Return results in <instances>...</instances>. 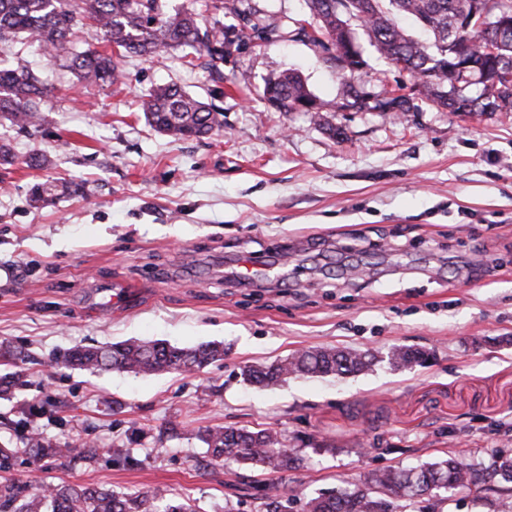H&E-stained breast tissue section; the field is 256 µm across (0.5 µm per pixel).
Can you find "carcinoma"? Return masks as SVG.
I'll use <instances>...</instances> for the list:
<instances>
[{
	"label": "carcinoma",
	"mask_w": 512,
	"mask_h": 512,
	"mask_svg": "<svg viewBox=\"0 0 512 512\" xmlns=\"http://www.w3.org/2000/svg\"><path fill=\"white\" fill-rule=\"evenodd\" d=\"M360 28L376 50L392 63L408 71L420 94L429 102L460 115L488 110L512 112V86L496 82L502 73L512 71V25L500 27L480 21L483 13L512 15V0H368ZM309 26L297 28L300 40L329 52L346 48L355 40L353 31L343 30L336 11L356 13L360 0H304ZM235 15L241 30L224 29L218 15ZM398 13L412 16L431 34V41L413 38L395 22ZM90 25L101 36L105 48L77 46L78 25ZM256 36L265 41L286 38L288 32L265 25L260 10L251 0H206V12L169 9L165 0H0V43L37 45L50 60L60 62L75 83L81 86L124 85L125 58L130 54L153 56L170 49L189 48L206 54L208 66L217 68L236 41ZM328 60L342 73L366 65L353 60L348 52ZM480 86V94L471 88ZM54 86L18 57L12 63L0 60V118L18 131L34 136L40 133L45 98ZM341 108L362 110L368 104L352 85L343 83ZM263 96L278 112H294L303 101L315 104L319 120L323 106L308 89L302 77L286 70L268 80ZM385 112L400 117L414 109L405 96L380 101ZM142 109L147 122L158 132L175 140L202 138L223 126L221 112L173 84L153 87L145 94ZM67 181L47 180L34 186L35 205L69 190ZM396 369L422 366L429 358L424 350L395 346L388 353ZM25 352L9 343L0 344V367L9 369L0 376V394L22 383ZM224 359V345L216 342L180 347L166 340L126 339L99 347L76 346L56 354L54 367L79 370H118L134 374L176 372L194 374ZM380 362L369 351L320 347L293 352L270 364L245 365L242 380L250 385L276 387L300 377H345L371 370ZM18 432L23 448L0 445V471L11 467L22 452L30 463L50 458L62 465L90 463L99 449L88 444L62 447L46 432L32 425L29 418L9 422ZM204 445L207 465L234 461L255 471H286L299 465L298 450L285 444L283 435L272 428L247 430L233 426L206 428L197 432ZM112 460L134 467L139 459L129 448H107ZM512 484V456L492 454L478 464H461L454 458H438L413 467H397L366 477L361 484L346 483L328 494L304 503V512H404L418 501L430 507L465 488L489 490ZM253 497L262 512H291L293 498L288 493L268 490V484L254 481ZM0 512H198L189 499H165L159 490H135L117 494L110 489L70 483L47 484L34 488L19 480L0 483Z\"/></svg>",
	"instance_id": "cac0c4a2"
}]
</instances>
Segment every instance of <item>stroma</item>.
I'll return each mask as SVG.
<instances>
[{"label": "stroma", "instance_id": "stroma-1", "mask_svg": "<svg viewBox=\"0 0 512 512\" xmlns=\"http://www.w3.org/2000/svg\"><path fill=\"white\" fill-rule=\"evenodd\" d=\"M364 69L342 75L299 40L246 42L221 79L171 50L125 60V85L70 87L41 51L21 53L56 86L37 137L0 122L16 162L0 184V342L24 348L22 386L0 396L9 420L32 416L60 444L103 453L89 465L29 464L6 478L67 482L123 493L158 489L199 512H259L244 466H197L206 427H271L299 449L295 469L264 475L307 499L375 470L455 454L477 463L512 453V112L470 116L420 103L398 119L341 108L342 83L370 94L412 89L413 78L369 43ZM298 71L329 121L275 111L266 81ZM171 83L224 114L221 130L175 141L145 122L141 98ZM43 168L28 167L33 154ZM69 193L34 208L36 184ZM271 270L240 280L237 261ZM123 288L108 307L102 289ZM128 338L193 346L220 342L201 373L135 375L47 369L76 345ZM427 349V365L344 378L250 386L240 366L315 347ZM60 397V424L37 414ZM179 435L158 444L168 422ZM132 448L141 464L113 462Z\"/></svg>", "mask_w": 512, "mask_h": 512}]
</instances>
